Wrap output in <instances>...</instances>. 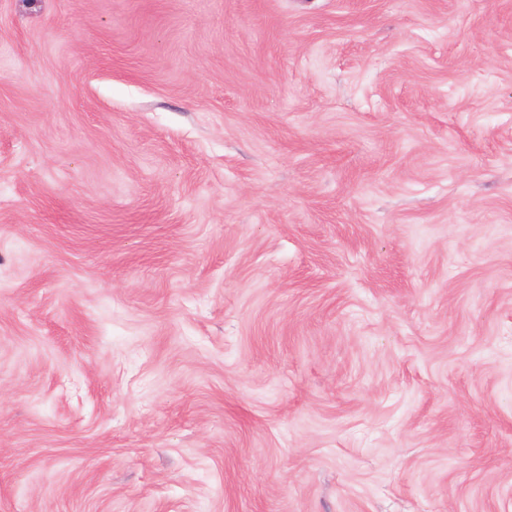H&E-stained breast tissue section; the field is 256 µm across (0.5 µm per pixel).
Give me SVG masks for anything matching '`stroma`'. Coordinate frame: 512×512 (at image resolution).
<instances>
[{
    "label": "stroma",
    "instance_id": "1",
    "mask_svg": "<svg viewBox=\"0 0 512 512\" xmlns=\"http://www.w3.org/2000/svg\"><path fill=\"white\" fill-rule=\"evenodd\" d=\"M0 512H512V0H0Z\"/></svg>",
    "mask_w": 512,
    "mask_h": 512
}]
</instances>
